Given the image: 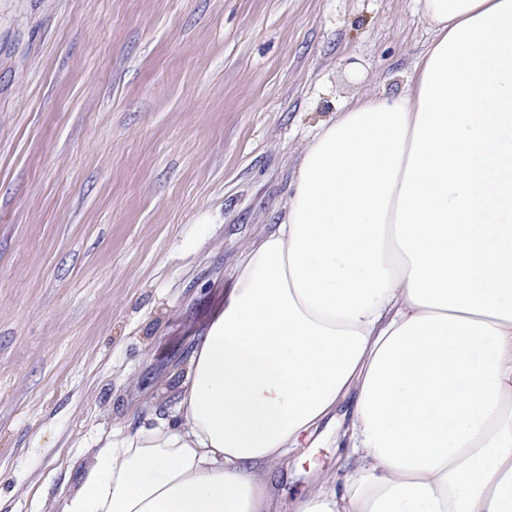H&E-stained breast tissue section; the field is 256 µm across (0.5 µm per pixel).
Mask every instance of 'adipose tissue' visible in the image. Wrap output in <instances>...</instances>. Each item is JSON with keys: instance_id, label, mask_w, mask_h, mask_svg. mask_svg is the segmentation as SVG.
Wrapping results in <instances>:
<instances>
[{"instance_id": "adipose-tissue-1", "label": "adipose tissue", "mask_w": 512, "mask_h": 512, "mask_svg": "<svg viewBox=\"0 0 512 512\" xmlns=\"http://www.w3.org/2000/svg\"><path fill=\"white\" fill-rule=\"evenodd\" d=\"M408 93L341 105L249 247L176 402L63 512H267L352 397V474L294 512H512V0H419Z\"/></svg>"}]
</instances>
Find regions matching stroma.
I'll return each mask as SVG.
<instances>
[{"label":"stroma","mask_w":512,"mask_h":512,"mask_svg":"<svg viewBox=\"0 0 512 512\" xmlns=\"http://www.w3.org/2000/svg\"><path fill=\"white\" fill-rule=\"evenodd\" d=\"M416 0H0V512H62L172 404L243 253L344 102L408 92ZM333 434L271 477H345Z\"/></svg>","instance_id":"35a3bbf8"}]
</instances>
